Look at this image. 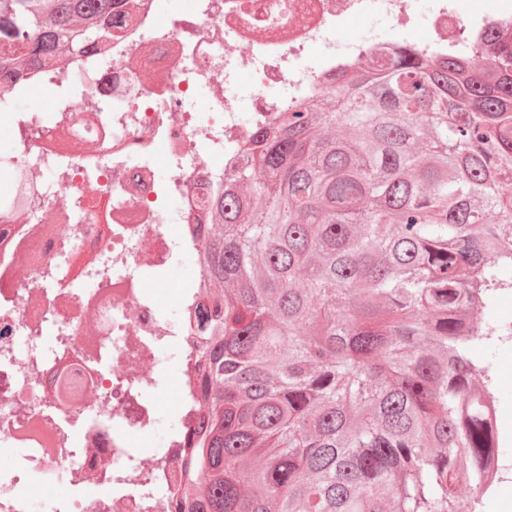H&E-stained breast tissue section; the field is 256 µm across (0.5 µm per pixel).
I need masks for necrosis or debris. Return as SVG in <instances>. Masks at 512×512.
Returning <instances> with one entry per match:
<instances>
[{"label": "necrosis or debris", "mask_w": 512, "mask_h": 512, "mask_svg": "<svg viewBox=\"0 0 512 512\" xmlns=\"http://www.w3.org/2000/svg\"><path fill=\"white\" fill-rule=\"evenodd\" d=\"M460 2L426 0V47L475 58L512 49V0L473 13ZM414 3L193 0L172 14L165 0H114L107 46L0 82L11 144L0 171L12 177L0 194V456L14 460L0 470V512H166L195 422L203 282L183 284L172 309L154 284L202 249L205 210L238 144L370 54L417 46ZM373 18L386 33L338 39ZM35 88L50 107L32 116L20 103ZM162 350L177 420L146 455L129 435L156 425L163 376L140 368ZM67 387L85 399L65 403Z\"/></svg>", "instance_id": "4bbe7bcc"}]
</instances>
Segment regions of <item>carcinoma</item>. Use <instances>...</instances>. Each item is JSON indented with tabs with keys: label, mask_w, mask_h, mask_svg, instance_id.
<instances>
[{
	"label": "carcinoma",
	"mask_w": 512,
	"mask_h": 512,
	"mask_svg": "<svg viewBox=\"0 0 512 512\" xmlns=\"http://www.w3.org/2000/svg\"><path fill=\"white\" fill-rule=\"evenodd\" d=\"M107 39L112 0H0V68ZM239 157L197 255L175 509L475 512L501 454L488 314L512 288V56L368 58Z\"/></svg>",
	"instance_id": "carcinoma-1"
}]
</instances>
